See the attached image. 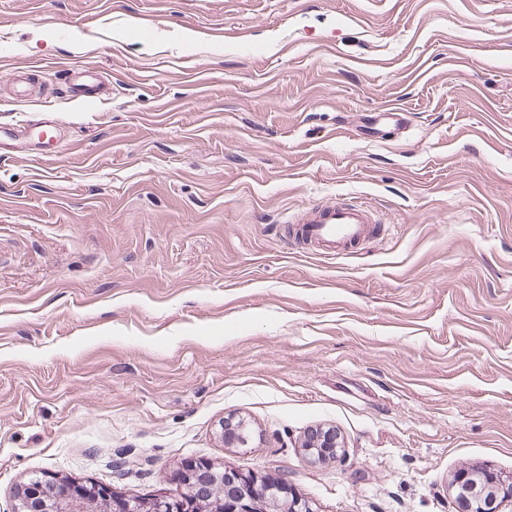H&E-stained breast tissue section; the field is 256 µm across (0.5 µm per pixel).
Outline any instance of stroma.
Wrapping results in <instances>:
<instances>
[{
  "label": "stroma",
  "instance_id": "35a3bbf8",
  "mask_svg": "<svg viewBox=\"0 0 512 512\" xmlns=\"http://www.w3.org/2000/svg\"><path fill=\"white\" fill-rule=\"evenodd\" d=\"M37 61L80 68L17 103ZM43 121L0 155V512L42 475L178 498L190 459L314 512L512 476V0H0V124ZM352 199L349 253L276 231ZM275 506L269 508L273 512H313L309 501L299 497L288 482L277 481Z\"/></svg>",
  "mask_w": 512,
  "mask_h": 512
}]
</instances>
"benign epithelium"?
<instances>
[{"mask_svg": "<svg viewBox=\"0 0 512 512\" xmlns=\"http://www.w3.org/2000/svg\"><path fill=\"white\" fill-rule=\"evenodd\" d=\"M484 482L461 471L453 479L456 496L466 512H497V500L512 499V478L494 474ZM185 484L194 488L208 483L224 491V496L196 512H253L251 490L253 479L235 471L217 470L201 459L187 467ZM277 496L271 512H313L309 501L299 497L283 481L276 482ZM11 512H188L187 505L173 498H154L139 508L112 493L103 485L89 488L77 482L44 475L16 489Z\"/></svg>", "mask_w": 512, "mask_h": 512, "instance_id": "obj_1", "label": "benign epithelium"}]
</instances>
